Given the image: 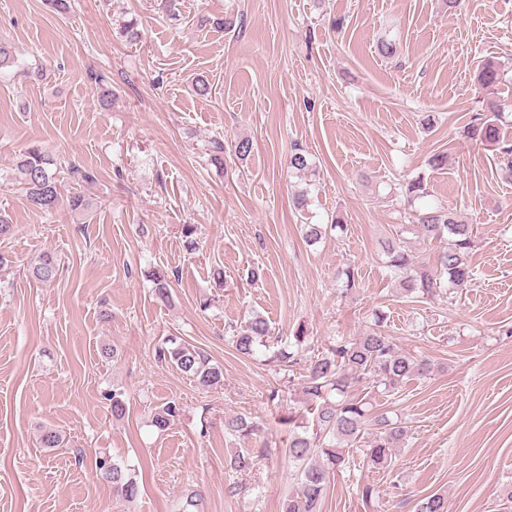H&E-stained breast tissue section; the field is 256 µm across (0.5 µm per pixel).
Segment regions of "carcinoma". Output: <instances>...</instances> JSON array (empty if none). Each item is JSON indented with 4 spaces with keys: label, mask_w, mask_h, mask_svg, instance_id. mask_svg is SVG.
Masks as SVG:
<instances>
[{
    "label": "carcinoma",
    "mask_w": 512,
    "mask_h": 512,
    "mask_svg": "<svg viewBox=\"0 0 512 512\" xmlns=\"http://www.w3.org/2000/svg\"><path fill=\"white\" fill-rule=\"evenodd\" d=\"M501 67L490 62L481 66L479 83L488 88L502 82ZM505 104L489 98L483 101L481 111L470 117L465 126L466 137L498 148L502 170L512 175V144L500 138L498 121ZM53 157L38 145L27 148L17 162L18 182L23 185L31 204L44 211L53 210L61 198L60 182L52 172ZM288 166L298 173L313 172L311 154L295 148L288 156ZM303 237L314 244L326 231H344L341 218L324 227L322 224L303 225ZM423 240L436 239L443 249L435 265L430 266L406 249L403 238L388 240L385 246L387 268L405 293L418 298H429L445 288L448 294L461 293L474 280V269L469 254L474 246L476 225L457 216L442 206L430 208L416 218V223L403 226ZM59 272L57 259L45 253L29 270L30 276L43 282H53ZM156 297L165 301L170 296V280L166 273L151 274ZM386 316L375 314L372 327L362 336L337 339L326 350L311 357L305 364V375L300 390L302 407H290L280 415V424L288 427V457L300 463L298 491L283 499L282 512H320L321 502L331 475L345 462L346 449L374 427L375 435L365 449L366 463L374 469H384L392 461V451L406 437L402 422L385 414L373 412V396L392 392L415 376L431 372V364L402 351L385 333ZM270 337L266 319L254 314L245 326L233 336L236 350L249 357L256 347L264 346ZM159 359L174 366L183 375L203 386H214L224 381L222 368L211 363L202 349L174 338L157 350ZM176 402H167L155 413L153 425L165 430L179 415ZM228 433L248 436L255 426L241 416L224 422ZM96 473L112 483L113 491L127 501L140 492L135 470L103 455L95 461ZM416 512H448L447 498L434 494L423 499Z\"/></svg>",
    "instance_id": "cac0c4a2"
}]
</instances>
